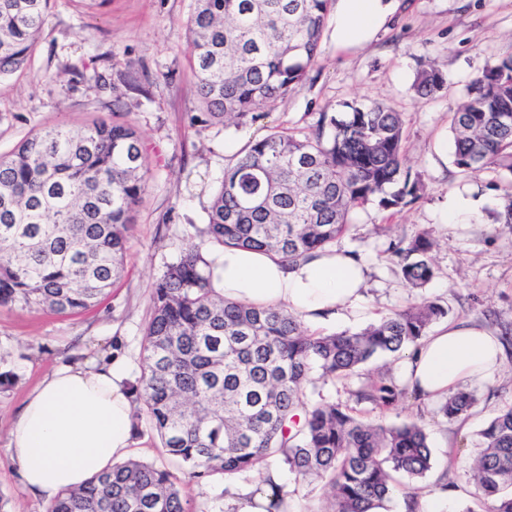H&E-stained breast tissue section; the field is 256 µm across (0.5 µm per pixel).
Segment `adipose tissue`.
I'll list each match as a JSON object with an SVG mask.
<instances>
[{
  "mask_svg": "<svg viewBox=\"0 0 512 512\" xmlns=\"http://www.w3.org/2000/svg\"><path fill=\"white\" fill-rule=\"evenodd\" d=\"M399 0H337V47L369 42ZM368 269L348 252L328 249L288 265L265 253L227 248L215 254L225 298L283 306L302 319L345 321L362 314ZM505 360L499 337L467 321L447 323L411 348L403 379L433 401L497 374ZM131 393L121 359L65 363L28 396L10 433L11 462L33 494L54 499L127 457L133 443Z\"/></svg>",
  "mask_w": 512,
  "mask_h": 512,
  "instance_id": "adipose-tissue-1",
  "label": "adipose tissue"
}]
</instances>
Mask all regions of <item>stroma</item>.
I'll return each mask as SVG.
<instances>
[{"label": "stroma", "instance_id": "stroma-1", "mask_svg": "<svg viewBox=\"0 0 512 512\" xmlns=\"http://www.w3.org/2000/svg\"><path fill=\"white\" fill-rule=\"evenodd\" d=\"M193 7L194 0H50L45 30L26 65L0 79V154L40 129L104 121L133 126L150 159L125 274L105 300L77 315L0 306V372L17 376L0 390V512L47 508L24 488L7 451L27 395L64 362L118 357L128 380H135L151 284L206 224L224 171L239 150L272 129L313 125L320 113L338 111L344 102L382 101L401 112L407 164L419 173L423 191L396 213L372 204L352 212L334 246L368 263L366 310L347 323L309 324V331L356 332L425 299L446 309V322L472 321L497 336L512 328V224L495 220L506 177L493 168L462 173L453 163L450 130L451 114L475 75L512 55V0H400L393 18L365 46L340 49L323 32L320 58L307 80L271 110L240 125L195 126L190 118L202 107L186 27ZM431 64L445 73L447 84L422 97L413 84ZM464 190L484 202L478 221L440 223L449 196ZM422 232L435 242V276L415 289L403 280L389 245ZM402 360L399 353L379 356L349 377L318 383L310 400L353 408L368 422H414L424 430L432 468L421 479L401 478L390 512H403L407 494L420 499L440 485L456 512H488L489 502L464 469L482 446V429L512 407V354L499 374L468 385L477 401L454 421L442 416L438 402L411 395L384 412L356 401L355 391L378 374L400 381ZM129 455L181 470L144 416L136 421ZM258 479L255 472L216 475L184 485L183 496L190 512H230L237 491ZM285 480L288 512H327L325 480L291 473Z\"/></svg>", "mask_w": 512, "mask_h": 512}]
</instances>
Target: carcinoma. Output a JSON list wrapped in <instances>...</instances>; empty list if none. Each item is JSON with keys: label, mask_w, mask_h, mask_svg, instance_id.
Here are the masks:
<instances>
[{"label": "carcinoma", "mask_w": 512, "mask_h": 512, "mask_svg": "<svg viewBox=\"0 0 512 512\" xmlns=\"http://www.w3.org/2000/svg\"><path fill=\"white\" fill-rule=\"evenodd\" d=\"M332 0H195L187 20L197 92L207 111L193 122L240 124L300 86L315 65ZM49 0H0V76L20 69L41 36ZM445 74L417 76L422 96ZM319 113L309 131L274 130L249 142L224 171L199 242L153 284L141 372L131 385L162 447L199 482L261 470L276 458L302 478H328L330 512H371L390 500L396 476L431 469L426 433L415 422L384 426L352 409L308 403V387L353 373L428 335L447 314L436 302L393 313L356 333L315 335L279 306L224 298L214 287L211 250L266 252L293 263L325 250L351 212L369 203L397 210L420 198L406 165L401 113L383 102L343 103ZM453 163L463 173L512 175V57L484 67L453 112ZM149 163L129 125H57L0 155V305L81 312L123 273L132 214L146 191ZM497 220L512 224V184ZM433 241L422 232L392 243L403 279L434 277ZM403 397L381 376L356 392L381 410ZM473 394L448 395L440 412L466 413ZM483 450L466 471L491 512H512V407L482 430ZM46 512H187L167 468L139 459L112 465L65 490Z\"/></svg>", "instance_id": "1"}]
</instances>
